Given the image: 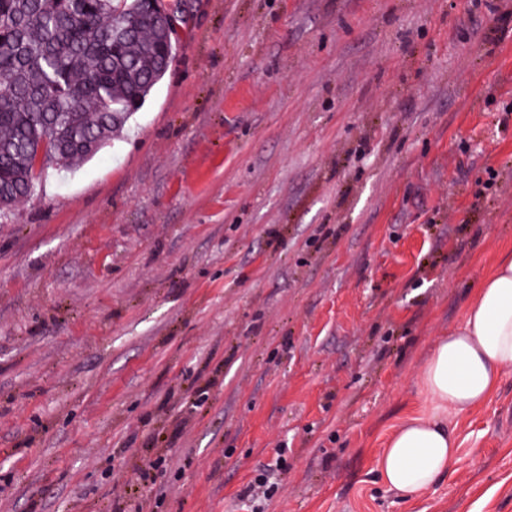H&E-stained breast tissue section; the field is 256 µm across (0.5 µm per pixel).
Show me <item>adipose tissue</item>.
I'll list each match as a JSON object with an SVG mask.
<instances>
[{
	"mask_svg": "<svg viewBox=\"0 0 512 512\" xmlns=\"http://www.w3.org/2000/svg\"><path fill=\"white\" fill-rule=\"evenodd\" d=\"M511 368L512 258H507L481 282L462 326L433 348L422 387L434 412L407 422L391 436L379 459L385 485L408 497L428 490L456 454L443 413L481 405L502 371Z\"/></svg>",
	"mask_w": 512,
	"mask_h": 512,
	"instance_id": "obj_1",
	"label": "adipose tissue"
}]
</instances>
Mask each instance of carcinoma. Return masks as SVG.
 <instances>
[{"label": "carcinoma", "mask_w": 512, "mask_h": 512, "mask_svg": "<svg viewBox=\"0 0 512 512\" xmlns=\"http://www.w3.org/2000/svg\"><path fill=\"white\" fill-rule=\"evenodd\" d=\"M173 57L146 0H0V211L30 195L31 160L96 155Z\"/></svg>", "instance_id": "obj_1"}]
</instances>
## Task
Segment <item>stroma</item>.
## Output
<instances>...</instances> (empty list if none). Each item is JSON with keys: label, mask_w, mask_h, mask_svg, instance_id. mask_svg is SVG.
I'll return each mask as SVG.
<instances>
[{"label": "stroma", "mask_w": 512, "mask_h": 512, "mask_svg": "<svg viewBox=\"0 0 512 512\" xmlns=\"http://www.w3.org/2000/svg\"><path fill=\"white\" fill-rule=\"evenodd\" d=\"M91 159L0 214V512H512V370L379 458L512 254V0H185ZM161 459L153 492L139 470ZM266 473L267 472L259 474L254 482L245 488L241 494L243 500L246 499L251 503L261 499L266 501L273 496L277 490V486L274 482L270 481ZM249 499H251V501Z\"/></svg>", "instance_id": "obj_1"}]
</instances>
